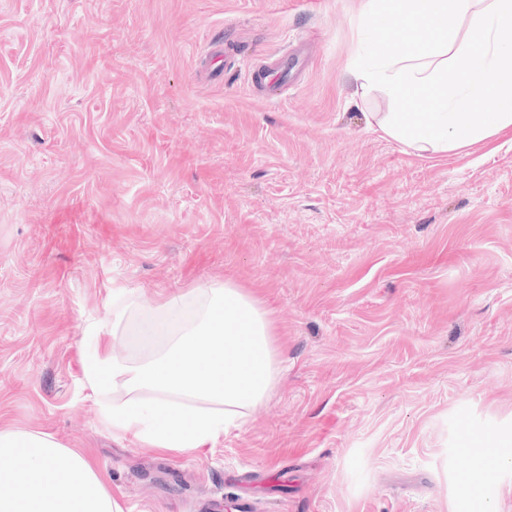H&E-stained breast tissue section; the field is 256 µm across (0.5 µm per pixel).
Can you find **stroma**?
Instances as JSON below:
<instances>
[{"label": "stroma", "mask_w": 512, "mask_h": 512, "mask_svg": "<svg viewBox=\"0 0 512 512\" xmlns=\"http://www.w3.org/2000/svg\"><path fill=\"white\" fill-rule=\"evenodd\" d=\"M364 0H0V428L123 512H512V135L415 155L348 72ZM293 59L254 88L251 69ZM233 280L282 379L179 453L116 437L86 328Z\"/></svg>", "instance_id": "stroma-1"}]
</instances>
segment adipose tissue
<instances>
[{
    "instance_id": "ef3b65f1",
    "label": "adipose tissue",
    "mask_w": 512,
    "mask_h": 512,
    "mask_svg": "<svg viewBox=\"0 0 512 512\" xmlns=\"http://www.w3.org/2000/svg\"><path fill=\"white\" fill-rule=\"evenodd\" d=\"M359 23L400 32L393 44L359 51L350 71L362 96L388 99L390 111L374 117L385 136L423 155L512 131V0H366ZM137 306L134 293L113 297L112 319L92 324L96 348L82 363L113 432L186 452L240 429L278 374L261 299L229 280L171 294L144 318L169 344L129 365L103 341ZM0 465L8 468L0 512H122L90 461L52 434L0 430Z\"/></svg>"
}]
</instances>
